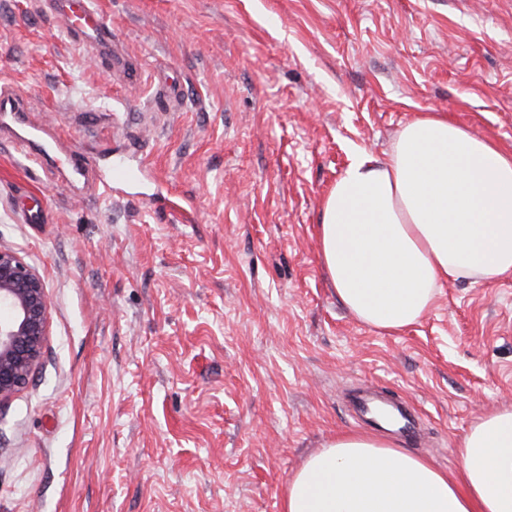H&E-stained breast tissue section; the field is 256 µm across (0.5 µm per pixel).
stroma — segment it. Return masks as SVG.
Masks as SVG:
<instances>
[{
  "instance_id": "35a3bbf8",
  "label": "stroma",
  "mask_w": 512,
  "mask_h": 512,
  "mask_svg": "<svg viewBox=\"0 0 512 512\" xmlns=\"http://www.w3.org/2000/svg\"><path fill=\"white\" fill-rule=\"evenodd\" d=\"M94 2L108 68L44 0H0V83L70 135L36 181L0 136V246L49 298L41 363L0 407V512H281L310 454L370 433L345 404L367 380L456 474L460 437L512 407V274L383 333L338 300L315 228L417 113L512 150V0ZM74 147L139 182L99 195Z\"/></svg>"
}]
</instances>
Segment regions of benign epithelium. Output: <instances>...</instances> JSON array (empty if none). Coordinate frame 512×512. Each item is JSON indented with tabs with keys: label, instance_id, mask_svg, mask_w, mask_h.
I'll list each match as a JSON object with an SVG mask.
<instances>
[{
	"label": "benign epithelium",
	"instance_id": "7a95c632",
	"mask_svg": "<svg viewBox=\"0 0 512 512\" xmlns=\"http://www.w3.org/2000/svg\"><path fill=\"white\" fill-rule=\"evenodd\" d=\"M48 297L41 277L20 253L0 248V402L21 391L48 336Z\"/></svg>",
	"mask_w": 512,
	"mask_h": 512
}]
</instances>
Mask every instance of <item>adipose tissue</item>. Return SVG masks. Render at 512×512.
<instances>
[{
	"mask_svg": "<svg viewBox=\"0 0 512 512\" xmlns=\"http://www.w3.org/2000/svg\"><path fill=\"white\" fill-rule=\"evenodd\" d=\"M317 236L347 310L401 331L445 284L512 273V150L420 113L385 160L355 156L322 201ZM458 455L451 477L384 438L343 433L289 479L282 512H512V408L472 425Z\"/></svg>",
	"mask_w": 512,
	"mask_h": 512,
	"instance_id": "obj_1",
	"label": "adipose tissue"
}]
</instances>
